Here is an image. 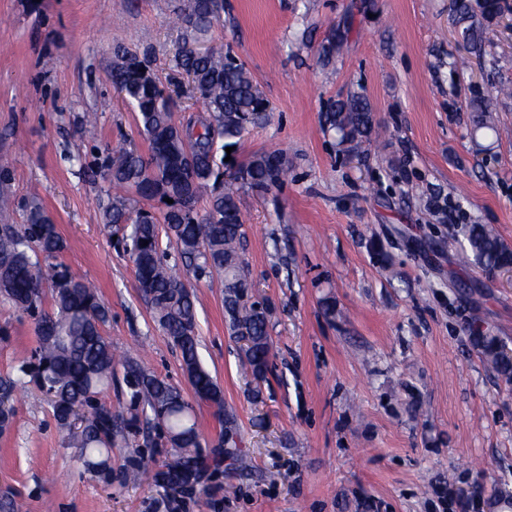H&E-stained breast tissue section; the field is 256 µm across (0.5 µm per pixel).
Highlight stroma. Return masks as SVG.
Wrapping results in <instances>:
<instances>
[{
  "instance_id": "35a3bbf8",
  "label": "stroma",
  "mask_w": 512,
  "mask_h": 512,
  "mask_svg": "<svg viewBox=\"0 0 512 512\" xmlns=\"http://www.w3.org/2000/svg\"><path fill=\"white\" fill-rule=\"evenodd\" d=\"M181 0H0V188L13 220L39 194L65 241L60 259L99 287L104 334L118 351L191 395L180 355L154 323L108 199L72 155L137 147L136 114L110 80L112 44L150 53L161 80L182 39L170 22ZM348 33L335 64L319 51ZM494 64L471 58L448 0H224L207 38L245 64L270 101L241 157L278 146L290 172L266 196L241 187L244 255L253 298L267 300L273 355L264 380L242 368L219 277L184 268L196 298L199 355L224 393L249 468L225 457L208 495H163L139 465L172 449L141 430L112 451V480L85 471L45 397L15 389L12 429L0 434V512H512V383L471 339L512 350V276L461 265L457 227L494 225L512 246V99L496 114L508 136L474 132L465 100L512 84V30L489 29ZM359 93L379 134L348 157L324 131L331 101ZM97 127L82 124L84 113ZM429 189L448 204L438 223ZM335 314H328L327 305ZM0 379L38 345L34 320L0 301Z\"/></svg>"
}]
</instances>
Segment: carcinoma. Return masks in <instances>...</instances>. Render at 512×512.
<instances>
[{
	"label": "carcinoma",
	"instance_id": "carcinoma-1",
	"mask_svg": "<svg viewBox=\"0 0 512 512\" xmlns=\"http://www.w3.org/2000/svg\"><path fill=\"white\" fill-rule=\"evenodd\" d=\"M222 12L224 0H187L176 15V24L192 34L176 47L173 68L191 79L193 97L201 104L197 118L203 133L194 138L187 133L192 118L175 117L169 87L155 76L150 57L116 43L118 63L112 70V84L138 112V131L147 151L122 144L111 149L103 163L108 169L103 192L109 199L103 220L130 226L121 241L134 265L139 290L153 319L178 349L196 400L213 406L219 416L224 413L223 391L200 362L195 303L181 276L164 259L159 227L165 228L177 253L195 263V271L222 278L228 330L246 342L247 368L253 377L262 378L272 356L268 335L272 309L249 295L236 179L229 178L220 189L215 183L230 168L242 170L256 192H268L288 177V156L282 149L264 150L236 162V147L247 126L264 119L268 103L230 50L197 54L195 43L220 21ZM510 12L507 0H455V21L464 42L483 55L491 44L483 22ZM511 98L508 84L500 86L494 97L473 94L469 110L474 112V130H488L500 137L493 112L501 100ZM326 124L339 135V144L349 146L350 155L358 156L374 132L371 104L360 94L332 102ZM227 147L232 148L229 154ZM209 187L212 193L201 214L198 202ZM133 197L158 201L164 209L157 214L133 207ZM166 198L173 203L164 202ZM459 233L460 263L489 277L512 267V249L492 226L463 224ZM63 249L57 225L35 197L27 204L24 223L0 219V299L32 317L39 337L35 362H21L18 379L29 375L36 379L68 444L84 450L88 470L110 477L112 447L125 434L138 432L144 421L161 430L173 448L170 459L155 473V486L168 494L199 484L210 467L220 465L221 455L210 459L202 453L196 413L181 389L127 361L125 405L112 408L97 403L103 390L112 386L117 364L112 342L103 335L107 310L94 283L53 262ZM46 282L51 285V313L42 308ZM475 342L497 373L512 382V359L503 354L499 340L478 335ZM15 387L13 379L0 380L1 433L13 422ZM237 444L234 433L220 431L219 447L243 465L246 459Z\"/></svg>",
	"mask_w": 512,
	"mask_h": 512
}]
</instances>
